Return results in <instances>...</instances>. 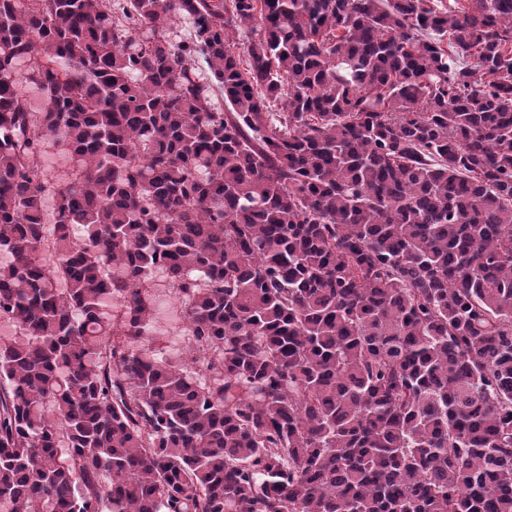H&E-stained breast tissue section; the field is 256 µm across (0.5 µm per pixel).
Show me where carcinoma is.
Masks as SVG:
<instances>
[{
    "instance_id": "carcinoma-1",
    "label": "carcinoma",
    "mask_w": 512,
    "mask_h": 512,
    "mask_svg": "<svg viewBox=\"0 0 512 512\" xmlns=\"http://www.w3.org/2000/svg\"><path fill=\"white\" fill-rule=\"evenodd\" d=\"M1 248L0 512H512V0H0ZM155 280L157 283L155 295L159 296L157 304L160 307L156 309L155 321L153 323L158 329L152 335H155L156 332H161L164 335L150 336L153 338V341H151L153 342V348H155L156 354L160 359L163 358L169 362L187 367L190 374L204 384L209 380V373L188 361V336H184L183 332H176L166 328L178 323L177 315L183 310L181 299L174 294L166 274L155 275Z\"/></svg>"
}]
</instances>
